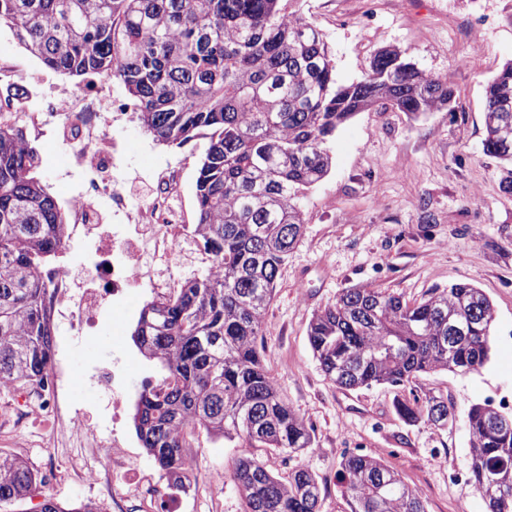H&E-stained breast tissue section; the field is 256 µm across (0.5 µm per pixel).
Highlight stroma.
Here are the masks:
<instances>
[{"label":"stroma","instance_id":"obj_1","mask_svg":"<svg viewBox=\"0 0 512 512\" xmlns=\"http://www.w3.org/2000/svg\"><path fill=\"white\" fill-rule=\"evenodd\" d=\"M301 9L325 34L336 78L348 83L370 66L377 50L394 46L416 66L447 77L455 90L454 111L414 118L402 112H360L340 127L331 144L334 163L327 178L299 201L304 230L276 284L264 324V361L287 400L314 428V445L298 458L263 452L268 469L284 476L297 465L321 484V512H350L337 473L342 454L361 453L397 470L421 495L426 512H486L471 483L452 485L449 470L468 471L469 435L464 423L440 430L422 420L408 425L395 401L410 393L447 398L456 412L484 400L512 402V195L499 187L497 159L483 152L484 89L512 60V0H303ZM13 62L15 82L30 94L62 87L78 94L80 79L46 68L0 27V60ZM39 152L37 176L59 206L84 185L88 169L53 126L28 131ZM126 209L98 207L107 224L126 223L153 190L159 172L182 174L175 203L187 223L197 221L195 181L205 138L181 146L155 142L135 118L109 127ZM469 282L496 310L489 362L473 373L420 375L404 388L377 385L348 390L327 380L307 339L312 315L353 287L382 288L414 301L429 289ZM149 296L128 291L123 320L101 324L96 335L72 338L65 364L69 389L91 409L101 394L91 380L94 365L121 357L135 404L144 375L160 376L134 346L131 332ZM197 471L182 492L181 512H243L229 475L244 447L198 430L187 439ZM25 459L34 470L57 466L51 432L33 425L19 434L0 433V453ZM220 494H213V484ZM62 504L101 501L77 483L43 485L21 505L41 512L45 498Z\"/></svg>","mask_w":512,"mask_h":512}]
</instances>
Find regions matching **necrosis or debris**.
Instances as JSON below:
<instances>
[{
	"mask_svg": "<svg viewBox=\"0 0 512 512\" xmlns=\"http://www.w3.org/2000/svg\"><path fill=\"white\" fill-rule=\"evenodd\" d=\"M25 118L36 129L49 122L60 128L75 144L79 161L93 173L84 189L69 201L74 217L70 234L87 244L89 256L75 265L56 264L47 272L52 283V313L68 322L73 335H92L105 317V304L123 307L127 288H174V271L187 261L221 274V265L197 245L183 212L173 202L180 184L176 169L168 168L159 174L154 195L130 216L128 223H100L98 199L108 197L120 207L125 203V194L123 189L97 177L111 157L106 150V118L95 102L79 104L70 93L62 91L43 98ZM93 378L103 387L106 401L112 406V429L90 422L84 410L69 398L67 381L58 368L52 373L48 392L35 398L11 386L0 387V396L7 400L5 425L26 427L46 420L54 433L78 447L105 453L104 469L85 468L79 457L73 456L67 458L65 467L53 470L52 481L74 479L90 484L112 503H132L140 512H176L175 494L165 492L153 473L140 469L123 448L119 426L125 405V375L120 362H113L108 369H97Z\"/></svg>",
	"mask_w": 512,
	"mask_h": 512,
	"instance_id": "obj_1",
	"label": "necrosis or debris"
}]
</instances>
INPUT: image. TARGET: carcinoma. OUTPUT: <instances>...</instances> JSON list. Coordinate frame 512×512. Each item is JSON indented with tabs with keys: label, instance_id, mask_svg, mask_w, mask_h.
<instances>
[{
	"label": "carcinoma",
	"instance_id": "obj_1",
	"mask_svg": "<svg viewBox=\"0 0 512 512\" xmlns=\"http://www.w3.org/2000/svg\"><path fill=\"white\" fill-rule=\"evenodd\" d=\"M300 0H0V26L48 69L124 86L156 141L182 147L208 132L195 182L196 240L223 267L146 303L137 346L173 383L143 387L132 416L167 486L186 489V438L197 429L228 442L298 457L314 429L279 392L263 361L262 325L304 220L298 195L332 166L330 143L357 113L454 111L448 78L418 69L396 48L377 51L340 84L325 36ZM483 152L499 160L512 194V61L485 87ZM39 152L19 119L0 116V385L47 387L53 353L51 283L44 267L66 244L67 216L35 176ZM495 310L471 283L435 287L409 302L381 288H349L315 312L308 341L325 377L345 389L400 387L434 371L477 372L490 360ZM407 424L437 428L442 397L398 399ZM470 478L488 512H512L487 476L512 471V412L487 401L466 413ZM230 480L244 512H320L306 466L286 478L241 455ZM340 491L351 512H425L419 492L380 459L345 454ZM39 486L28 464L0 454V512ZM41 512H101L90 500H44Z\"/></svg>",
	"mask_w": 512,
	"mask_h": 512
}]
</instances>
